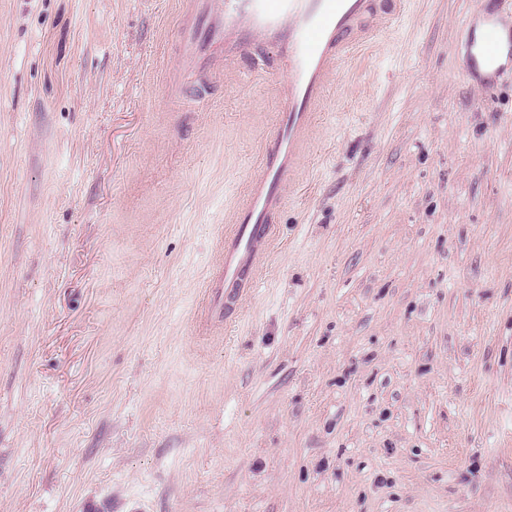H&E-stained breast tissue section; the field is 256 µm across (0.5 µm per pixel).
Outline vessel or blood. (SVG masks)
<instances>
[{
	"label": "vessel or blood",
	"instance_id": "obj_1",
	"mask_svg": "<svg viewBox=\"0 0 512 512\" xmlns=\"http://www.w3.org/2000/svg\"><path fill=\"white\" fill-rule=\"evenodd\" d=\"M483 17L484 35L466 47L472 67L501 74L504 52L498 33L504 0H493ZM404 0H187L179 22L182 70L170 82L177 95L203 97L186 79L210 48L224 50L223 66L237 68L253 49L276 48L286 68L285 100L261 146L259 175L250 180L218 242L219 263L205 298L208 315L222 313L241 288L254 284L274 245L273 220L294 183L299 161L331 77L371 39L375 25L398 18Z\"/></svg>",
	"mask_w": 512,
	"mask_h": 512
}]
</instances>
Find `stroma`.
<instances>
[{"instance_id": "obj_1", "label": "stroma", "mask_w": 512, "mask_h": 512, "mask_svg": "<svg viewBox=\"0 0 512 512\" xmlns=\"http://www.w3.org/2000/svg\"><path fill=\"white\" fill-rule=\"evenodd\" d=\"M183 0H0V512H512V79L407 0L331 79L223 329L273 49L177 97Z\"/></svg>"}]
</instances>
